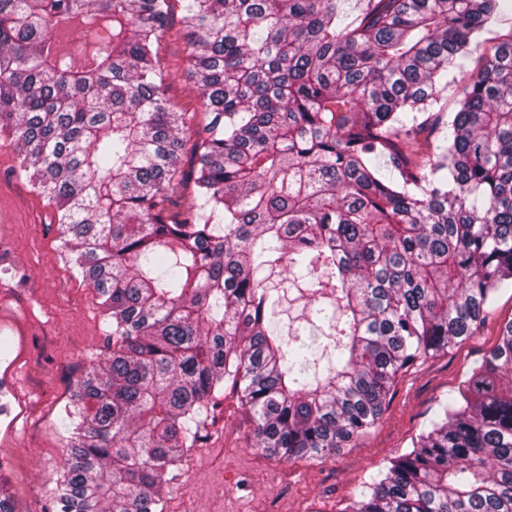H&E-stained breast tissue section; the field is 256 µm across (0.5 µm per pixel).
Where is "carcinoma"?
<instances>
[{
	"instance_id": "1",
	"label": "carcinoma",
	"mask_w": 512,
	"mask_h": 512,
	"mask_svg": "<svg viewBox=\"0 0 512 512\" xmlns=\"http://www.w3.org/2000/svg\"><path fill=\"white\" fill-rule=\"evenodd\" d=\"M182 2L200 131L165 97L173 0H0V131L112 335L74 386L55 512H163L228 388L253 447L332 458L512 287V36L446 106L504 0ZM344 512H512V319Z\"/></svg>"
}]
</instances>
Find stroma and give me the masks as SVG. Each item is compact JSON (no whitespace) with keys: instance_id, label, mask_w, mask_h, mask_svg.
<instances>
[{"instance_id":"1","label":"stroma","mask_w":512,"mask_h":512,"mask_svg":"<svg viewBox=\"0 0 512 512\" xmlns=\"http://www.w3.org/2000/svg\"><path fill=\"white\" fill-rule=\"evenodd\" d=\"M158 46L166 96L180 112L207 121L188 76L183 11ZM512 318V288L495 297L480 329L448 353L399 374L381 420L327 460H279L247 436L251 422L225 391L202 426L203 440L183 456L163 494L164 512H343L379 467L409 451L459 384L497 343ZM110 327L97 293L68 262L55 204L22 167L15 141L0 133V467L17 512H53L52 489L64 453L77 378L102 358Z\"/></svg>"}]
</instances>
